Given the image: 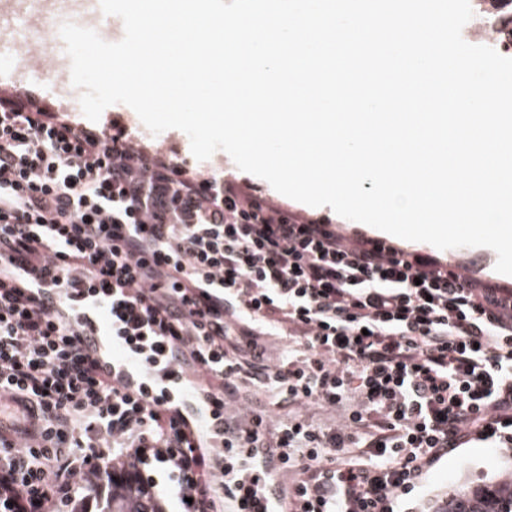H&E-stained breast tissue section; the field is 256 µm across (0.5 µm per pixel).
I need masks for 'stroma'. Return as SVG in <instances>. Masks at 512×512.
Here are the masks:
<instances>
[{
	"label": "stroma",
	"mask_w": 512,
	"mask_h": 512,
	"mask_svg": "<svg viewBox=\"0 0 512 512\" xmlns=\"http://www.w3.org/2000/svg\"><path fill=\"white\" fill-rule=\"evenodd\" d=\"M29 94L40 99L42 105L54 112L61 111L62 95L55 89L43 88L32 82L22 62L0 66V94ZM120 121L128 134L138 142L152 149L166 153L175 161L205 174L237 173L238 168L224 151H217L206 161H197L191 153L187 135L177 129H169L159 135H152L130 107H122L117 113H102L99 127H111L113 121ZM246 180L261 194L274 199L283 208L303 212L317 219L335 224L346 235L363 233L360 223L335 214L330 207H310L278 194L265 180L247 175ZM442 260L449 264L467 267L472 276L512 287V276L499 274L494 266L495 252L487 247H463L441 251ZM512 469V448L473 447L449 456L432 469L426 477L423 488L411 503V512H436L438 505L449 494L460 488L476 489L494 480L504 471Z\"/></svg>",
	"instance_id": "1"
}]
</instances>
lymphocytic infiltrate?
Here are the masks:
<instances>
[{
	"label": "lymphocytic infiltrate",
	"mask_w": 512,
	"mask_h": 512,
	"mask_svg": "<svg viewBox=\"0 0 512 512\" xmlns=\"http://www.w3.org/2000/svg\"><path fill=\"white\" fill-rule=\"evenodd\" d=\"M87 291L144 370L202 387L222 446L103 370ZM255 383L339 419L274 422ZM0 406V512L117 468L167 473L178 512H270L268 465L293 475L286 512H404L448 456L512 447V289L0 95Z\"/></svg>",
	"instance_id": "1"
}]
</instances>
